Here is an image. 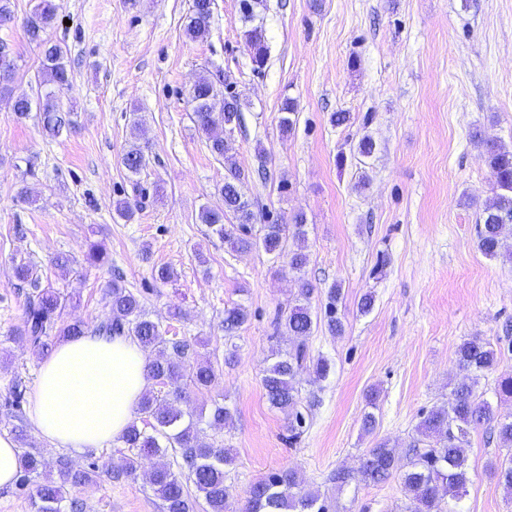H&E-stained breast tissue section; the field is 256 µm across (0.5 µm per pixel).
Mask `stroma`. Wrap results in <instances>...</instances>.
<instances>
[{
    "label": "stroma",
    "mask_w": 512,
    "mask_h": 512,
    "mask_svg": "<svg viewBox=\"0 0 512 512\" xmlns=\"http://www.w3.org/2000/svg\"><path fill=\"white\" fill-rule=\"evenodd\" d=\"M58 2L60 20L47 35L66 51L71 129L47 138L36 115L18 119L0 99V436L23 429L41 460L26 490L0 488V512H35L37 487L62 457L76 469L98 466L93 483L71 491L83 512H164L148 481L152 460L137 477L113 478L122 442L56 448L28 414L6 407L12 382L33 388L44 358L12 334L24 318L12 274L21 260L35 265L43 286L71 294L65 319H106L103 292L117 268L168 336L198 339L217 383L191 390L182 407L195 412L216 399L233 413L224 428L206 431L236 458L227 477L233 512L252 481L283 468L303 472L328 512H409L399 474L363 481V456L380 440L407 454L421 412L447 403L465 339L501 349L500 368L512 372V263L486 258L475 242L493 190L472 140L478 131L512 148V0H265L256 22L268 55L258 72L239 0H215L211 31L195 43L184 33L193 0ZM35 4L13 0L15 21L0 28L16 56V96L38 90L41 50L24 27ZM219 71L242 104L243 125L225 140L247 176L257 224L303 214L313 307H323L333 285L344 293L343 334L322 327L308 342L331 372L298 375L305 425L295 441L262 386L272 348L289 345L275 333L296 293L288 259L258 246L230 251L198 220L202 207L219 205L226 169L192 120L189 89ZM287 98L296 115L285 134ZM337 112L349 121L334 124ZM140 128L151 162L132 176L122 156ZM366 134L376 150L362 160L353 148ZM23 187L34 204L17 201ZM122 194L141 202L128 221L114 211ZM94 243L106 254L96 266L87 261ZM162 265L173 268L172 281L155 280ZM367 292L375 306L363 315L357 302ZM236 304L249 320L228 338L224 310ZM176 309L181 318H171ZM373 387L378 426L368 436L361 419ZM487 436L483 427L468 436L462 512H512L489 470L504 451ZM340 469L351 474L343 485L333 479Z\"/></svg>",
    "instance_id": "35a3bbf8"
}]
</instances>
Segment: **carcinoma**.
<instances>
[{"instance_id": "1", "label": "carcinoma", "mask_w": 512, "mask_h": 512, "mask_svg": "<svg viewBox=\"0 0 512 512\" xmlns=\"http://www.w3.org/2000/svg\"><path fill=\"white\" fill-rule=\"evenodd\" d=\"M59 5L54 0H40L32 14L25 20L27 33L40 41L42 50L43 84L53 86L39 99L38 120L43 133L56 138L71 120L62 112L61 94L70 89L69 72L64 62L63 47L41 38V33L52 27ZM212 18L210 0H193L192 15L185 34L192 41L203 40L209 34ZM245 42L254 50L252 62L261 69L266 61L267 47L263 30L253 26L244 32ZM193 119L205 134L207 148L217 159H226L224 131L230 123H242L239 98L224 89V81L200 77L191 89ZM490 169L494 197L482 209L475 224L478 250L490 258L502 257L512 262V244L506 230L512 224V150L502 144L477 138ZM150 163L144 147L133 144L123 154L122 164L133 176L141 173ZM246 175L234 163H229L227 176L219 188L222 204L204 207L198 219L209 225L212 232L236 250L249 249L254 242L248 237V225L255 214L245 197ZM303 215L293 217L291 224L262 225L261 246L276 257L284 251L288 238L304 241L306 231ZM17 281L25 284V316L15 335L25 337L31 344L47 350L55 338H66L92 332L103 336H129L140 347L153 353L147 364V378L169 387L165 394L146 391L139 403L137 417L133 419L120 441L127 448L122 469L130 477L137 475L144 455L157 459L150 474L155 494L164 502L165 512H228L233 497L231 486L226 484L227 468L235 458L223 447L207 441L204 427L220 428L231 420L232 413L219 401H213L209 409L197 413L186 412L181 403L186 390L208 389L216 381V372L208 360L196 361L190 380L182 382L183 371L195 357V343L186 338L164 336L159 323L146 310L142 297L112 280L104 293L110 317L93 323L68 322L63 319L67 299L61 293L41 283L34 268L26 263L14 267ZM299 297L289 309L284 321L277 322L288 333L292 344L287 349L272 351V363L265 369L262 385L270 405L287 414L290 419V438L300 436L305 423L298 410V389L294 381L310 359L308 340L318 329L320 320L333 335L343 331L338 304L342 302V289L330 288L326 294L324 318H319L311 308L313 285L304 277H298ZM248 320V311L241 305L224 309V333L232 337ZM457 367L465 376L453 383L448 404L435 406L421 413L416 426L417 438L407 462L399 464L396 450L385 441L369 449L364 457L360 473L366 482L374 484L386 481L393 471L401 470L405 492L412 505L411 512H443L440 503L444 498L460 502L469 482L468 434L488 426L506 447L503 459L490 467L497 483L506 495H512V414L501 415L480 392L478 379L498 369L501 353L479 336L464 340L457 349ZM494 394L501 401L512 399V373L504 372L496 380ZM182 460V470H174L168 458ZM40 461L30 451L20 455V471L17 485L24 489ZM96 466L74 469L65 458L58 460L57 476L47 477L39 485L36 512H62L71 488L94 482ZM195 494H190L188 485ZM327 506L319 503V494L311 490L303 474L286 468L263 476L252 482L245 491V507L242 512H326Z\"/></svg>"}]
</instances>
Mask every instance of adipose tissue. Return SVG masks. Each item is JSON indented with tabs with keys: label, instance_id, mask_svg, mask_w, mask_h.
<instances>
[{
	"label": "adipose tissue",
	"instance_id": "ef3b65f1",
	"mask_svg": "<svg viewBox=\"0 0 512 512\" xmlns=\"http://www.w3.org/2000/svg\"><path fill=\"white\" fill-rule=\"evenodd\" d=\"M147 362L126 336L88 333L62 341L40 362L29 394L39 435L78 452L122 437L148 387Z\"/></svg>",
	"mask_w": 512,
	"mask_h": 512
}]
</instances>
